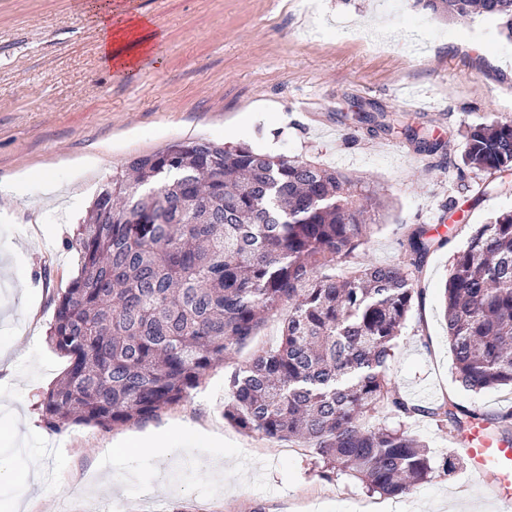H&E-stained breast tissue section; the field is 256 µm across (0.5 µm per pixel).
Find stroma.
I'll use <instances>...</instances> for the list:
<instances>
[{"instance_id":"35a3bbf8","label":"stroma","mask_w":512,"mask_h":512,"mask_svg":"<svg viewBox=\"0 0 512 512\" xmlns=\"http://www.w3.org/2000/svg\"><path fill=\"white\" fill-rule=\"evenodd\" d=\"M149 18L163 37L139 76L113 73L99 52L86 0H0V448L35 478L0 486V512L18 499L30 512H495L490 491L468 472L462 444L435 421L399 422L380 410L372 422L405 425L435 462L460 456L413 493L390 498L358 479L322 474L311 446L246 433L224 419L227 379L260 349L276 345L282 319L210 369L180 405L115 429L73 424L49 429L40 396L62 376L67 357L49 343L55 298L78 274L71 248L79 224L115 168L177 141L211 140L274 156L298 157L342 171L386 199L357 258L405 259L404 233L428 225L445 238L420 278L421 298L396 339L390 377L408 402L452 400L489 412L512 410V391L473 392L456 379L442 320L446 275L472 230L512 208V172L465 167L469 128L512 123V40L496 21L449 20L412 0H320L319 28L298 0H112ZM380 17L387 38H354L353 17ZM400 115L442 153L415 152L401 134L371 132L359 112ZM97 156V167L76 162ZM52 170L50 195L22 170ZM187 424L224 434V486L207 478L210 449L179 460L161 448L113 461L124 490L100 489L96 466L113 443L144 434L177 437Z\"/></svg>"}]
</instances>
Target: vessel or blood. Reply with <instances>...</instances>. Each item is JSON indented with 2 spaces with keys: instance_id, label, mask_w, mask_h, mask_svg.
Wrapping results in <instances>:
<instances>
[{
  "instance_id": "1",
  "label": "vessel or blood",
  "mask_w": 512,
  "mask_h": 512,
  "mask_svg": "<svg viewBox=\"0 0 512 512\" xmlns=\"http://www.w3.org/2000/svg\"><path fill=\"white\" fill-rule=\"evenodd\" d=\"M459 439L471 476L491 490L498 512H512V445L484 438L476 425L460 433Z\"/></svg>"
}]
</instances>
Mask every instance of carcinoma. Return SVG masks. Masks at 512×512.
Returning <instances> with one entry per match:
<instances>
[{
  "label": "carcinoma",
  "mask_w": 512,
  "mask_h": 512,
  "mask_svg": "<svg viewBox=\"0 0 512 512\" xmlns=\"http://www.w3.org/2000/svg\"><path fill=\"white\" fill-rule=\"evenodd\" d=\"M414 5L494 19L512 38V0ZM355 119L386 135L401 127L426 155L441 148L386 112ZM465 164L511 171L512 124L474 128ZM381 207L376 191L335 169L245 145L174 142L121 166L77 229L80 269L55 300L49 342L69 364L42 394L47 425L153 419L286 309L279 344L230 376L224 418L240 430L310 443L326 477L349 472L389 496L431 480L435 467L407 430L370 423L381 407L456 433L481 419L512 442V411L416 406L396 391L395 340L441 242L414 224L406 264L350 263ZM443 318L458 381L475 392L512 387V210L479 225L454 256Z\"/></svg>",
  "instance_id": "carcinoma-1"
}]
</instances>
